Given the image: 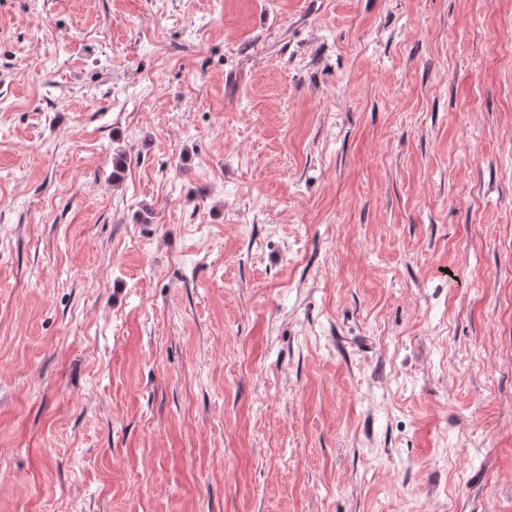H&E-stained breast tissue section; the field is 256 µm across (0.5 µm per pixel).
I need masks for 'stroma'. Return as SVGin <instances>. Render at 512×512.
<instances>
[{"label":"stroma","instance_id":"stroma-1","mask_svg":"<svg viewBox=\"0 0 512 512\" xmlns=\"http://www.w3.org/2000/svg\"><path fill=\"white\" fill-rule=\"evenodd\" d=\"M0 512H512V0H0Z\"/></svg>","mask_w":512,"mask_h":512}]
</instances>
